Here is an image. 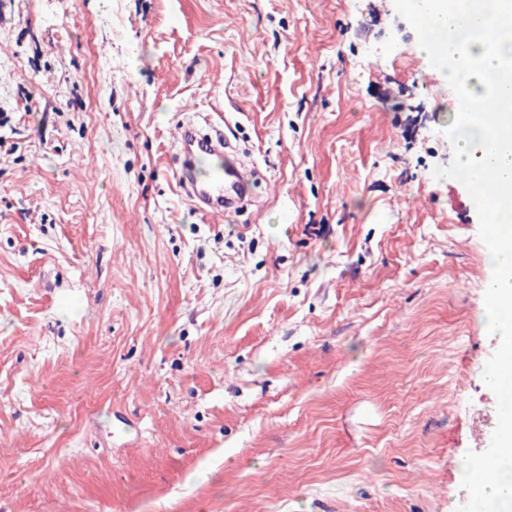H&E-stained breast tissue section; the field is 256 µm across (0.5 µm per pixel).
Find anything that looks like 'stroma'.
Segmentation results:
<instances>
[{"mask_svg":"<svg viewBox=\"0 0 512 512\" xmlns=\"http://www.w3.org/2000/svg\"><path fill=\"white\" fill-rule=\"evenodd\" d=\"M464 97L408 0H0V512H470ZM188 120L255 206L186 202Z\"/></svg>","mask_w":512,"mask_h":512,"instance_id":"35a3bbf8","label":"stroma"}]
</instances>
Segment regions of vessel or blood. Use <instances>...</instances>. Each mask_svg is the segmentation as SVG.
<instances>
[{
  "label": "vessel or blood",
  "mask_w": 512,
  "mask_h": 512,
  "mask_svg": "<svg viewBox=\"0 0 512 512\" xmlns=\"http://www.w3.org/2000/svg\"><path fill=\"white\" fill-rule=\"evenodd\" d=\"M177 141L183 155L177 184L195 210L214 218L223 215L226 205L246 197L248 185L243 174L223 165L222 133L206 137L185 123Z\"/></svg>",
  "instance_id": "vessel-or-blood-1"
}]
</instances>
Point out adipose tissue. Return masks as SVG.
I'll use <instances>...</instances> for the list:
<instances>
[{"label":"adipose tissue","mask_w":512,"mask_h":512,"mask_svg":"<svg viewBox=\"0 0 512 512\" xmlns=\"http://www.w3.org/2000/svg\"><path fill=\"white\" fill-rule=\"evenodd\" d=\"M430 12L427 24L419 26V48L439 60V76L462 83L469 114L461 123L457 170L462 176L472 171L488 173L496 185L494 212L497 239H512V38L491 39L473 32V21L493 17L498 29L512 31V0H466L463 10L449 8L447 0H424ZM456 45L458 57H443L445 46ZM497 96L506 106L497 124L475 112L483 98ZM485 262L493 271L486 288L492 306L485 314L487 325L499 339L501 358L512 362V255L492 247ZM496 445L508 449L507 458L497 459V478L486 484L463 473L470 488V500L479 512H505L512 505V409L498 422Z\"/></svg>","instance_id":"ef3b65f1"}]
</instances>
